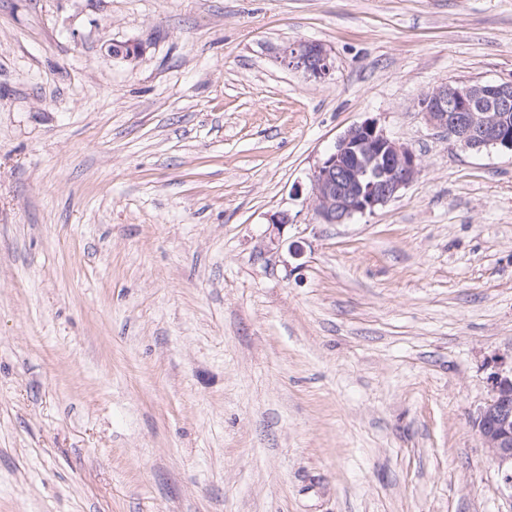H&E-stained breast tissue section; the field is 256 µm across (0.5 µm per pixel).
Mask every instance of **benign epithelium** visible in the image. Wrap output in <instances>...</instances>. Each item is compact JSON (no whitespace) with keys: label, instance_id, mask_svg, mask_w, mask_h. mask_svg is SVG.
Instances as JSON below:
<instances>
[{"label":"benign epithelium","instance_id":"obj_1","mask_svg":"<svg viewBox=\"0 0 512 512\" xmlns=\"http://www.w3.org/2000/svg\"><path fill=\"white\" fill-rule=\"evenodd\" d=\"M108 53L127 61L141 48L112 44ZM282 63L325 81L333 61L324 44L299 40L282 51ZM425 122L448 132L465 150L498 148L512 152V79L496 83L444 82L420 100ZM422 169L418 155L387 136L372 120L349 127L334 149L313 167L310 193L316 215L326 224H343L355 215L373 213L396 199ZM497 467L504 495L512 499V359L504 356L490 375V396L473 418Z\"/></svg>","mask_w":512,"mask_h":512}]
</instances>
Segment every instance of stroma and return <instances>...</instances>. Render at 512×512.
<instances>
[{"label": "stroma", "instance_id": "1", "mask_svg": "<svg viewBox=\"0 0 512 512\" xmlns=\"http://www.w3.org/2000/svg\"><path fill=\"white\" fill-rule=\"evenodd\" d=\"M510 79L512 0H0V512H512V153L419 107ZM366 120L422 173L322 223ZM282 63L290 69L303 71L317 81H325L333 72V61L324 44L310 40L289 43L282 51ZM494 368L490 396L478 409L473 426L497 467L504 495L512 499V353Z\"/></svg>", "mask_w": 512, "mask_h": 512}]
</instances>
